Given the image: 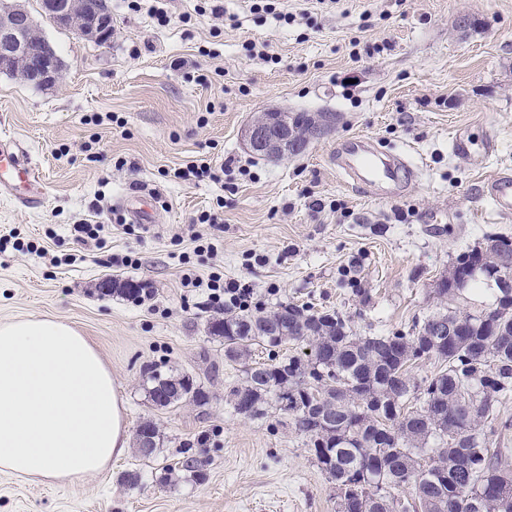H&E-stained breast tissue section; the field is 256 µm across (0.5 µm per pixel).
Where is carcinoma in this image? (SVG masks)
Wrapping results in <instances>:
<instances>
[{
  "label": "carcinoma",
  "mask_w": 512,
  "mask_h": 512,
  "mask_svg": "<svg viewBox=\"0 0 512 512\" xmlns=\"http://www.w3.org/2000/svg\"><path fill=\"white\" fill-rule=\"evenodd\" d=\"M510 259L507 237L459 255L432 290L439 307L406 331L361 335L290 302L212 318L224 359L244 368L234 410L255 418L274 402L335 483L338 512H512V452L500 447L512 420L499 411L512 394V291L496 285ZM486 287L487 300L458 304ZM436 319L455 329L434 343ZM287 342L309 352L249 363L252 346Z\"/></svg>",
  "instance_id": "1"
}]
</instances>
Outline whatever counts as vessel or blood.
Wrapping results in <instances>:
<instances>
[{
  "label": "vessel or blood",
  "instance_id": "b4317fda",
  "mask_svg": "<svg viewBox=\"0 0 512 512\" xmlns=\"http://www.w3.org/2000/svg\"><path fill=\"white\" fill-rule=\"evenodd\" d=\"M449 150L459 162L479 167L496 152L497 142L489 134L483 139H474L469 127L464 126L451 136ZM332 160L345 183L383 199L400 196L415 175L404 152L383 148L362 135H352L339 142ZM16 180L26 181L29 186L28 193L20 196V204L28 208L38 205L43 192L35 170L28 165L19 146L1 142L0 191H10ZM484 189L498 213L512 215V172H497L485 183Z\"/></svg>",
  "mask_w": 512,
  "mask_h": 512
}]
</instances>
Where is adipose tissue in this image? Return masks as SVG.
Instances as JSON below:
<instances>
[{
	"label": "adipose tissue",
	"instance_id": "1",
	"mask_svg": "<svg viewBox=\"0 0 512 512\" xmlns=\"http://www.w3.org/2000/svg\"><path fill=\"white\" fill-rule=\"evenodd\" d=\"M128 440L124 402L88 336L50 316L0 322V471L69 484L110 468Z\"/></svg>",
	"mask_w": 512,
	"mask_h": 512
}]
</instances>
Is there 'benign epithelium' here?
I'll list each match as a JSON object with an SVG mask.
<instances>
[{
    "instance_id": "obj_1",
    "label": "benign epithelium",
    "mask_w": 512,
    "mask_h": 512,
    "mask_svg": "<svg viewBox=\"0 0 512 512\" xmlns=\"http://www.w3.org/2000/svg\"><path fill=\"white\" fill-rule=\"evenodd\" d=\"M85 0H42V12L62 28L74 29L100 44L112 38V15L88 18ZM0 71L33 79L48 89L59 83L63 68L54 47L31 14L15 0H0ZM336 114L324 112L300 129L279 109L260 113L244 129L248 149L270 158H284L306 149L336 125Z\"/></svg>"
}]
</instances>
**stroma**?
I'll return each mask as SVG.
<instances>
[{
	"instance_id": "35a3bbf8",
	"label": "stroma",
	"mask_w": 512,
	"mask_h": 512,
	"mask_svg": "<svg viewBox=\"0 0 512 512\" xmlns=\"http://www.w3.org/2000/svg\"><path fill=\"white\" fill-rule=\"evenodd\" d=\"M203 2L145 0L134 11L106 0L112 41L100 46L23 0L64 76L40 90L0 72V140L28 153L44 186L35 208L0 194V235L15 228L47 249L0 253V321L74 324L111 367L130 430L150 420L159 436L151 458L132 448L105 474L63 486L0 472V512H336L334 482L276 407L258 418L234 411L229 391L244 373L207 331L206 294L184 291L182 276L218 271L251 288L252 307L306 303L381 333L433 309V283L458 254L512 238V217L483 192L512 168V0H278L273 14L219 0L221 20L196 14ZM202 71L217 81L197 83ZM276 108L333 112L338 123L303 154H252L245 126ZM462 124L496 136L484 167L450 154ZM350 135L406 149L417 176L401 196L340 179L331 156ZM94 136L100 159L90 162L83 147ZM203 162L230 169L219 182L175 178ZM143 193L152 221L130 223L119 203ZM213 209L222 224L193 223ZM73 224L107 231L79 242ZM106 280L143 289L121 297L101 291ZM152 370L193 377L207 404L154 405ZM188 456L202 479L177 470ZM128 472L136 484L123 482Z\"/></svg>"
}]
</instances>
